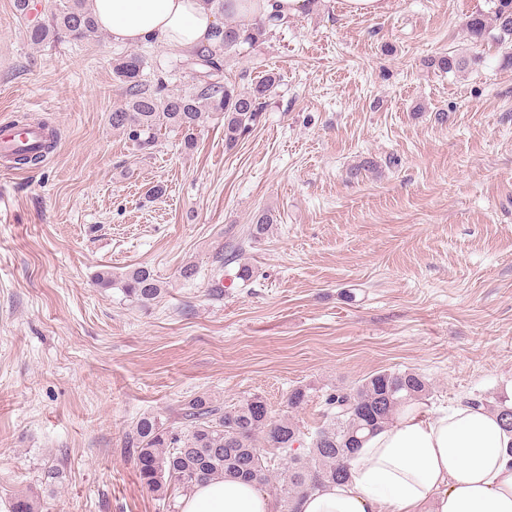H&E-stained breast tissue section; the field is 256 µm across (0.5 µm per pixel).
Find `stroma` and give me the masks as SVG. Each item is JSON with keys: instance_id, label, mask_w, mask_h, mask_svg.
<instances>
[{"instance_id": "stroma-1", "label": "stroma", "mask_w": 512, "mask_h": 512, "mask_svg": "<svg viewBox=\"0 0 512 512\" xmlns=\"http://www.w3.org/2000/svg\"><path fill=\"white\" fill-rule=\"evenodd\" d=\"M59 4L23 18L0 0V117L58 133L42 163L0 174V512L18 494L39 512H168L128 434L196 395L227 410L258 395L309 434L321 392L381 370L425 376L432 412L512 400V67L466 31L487 0H389L375 17L318 0L227 59L242 89L279 74L259 123L229 149L212 117L190 150L167 129L151 150L112 129L127 47L111 34L28 43V19ZM135 51L151 82L191 85L187 50ZM264 210L278 222L250 241ZM105 265L150 267L167 289L139 306L96 284ZM300 385L318 395L295 411Z\"/></svg>"}]
</instances>
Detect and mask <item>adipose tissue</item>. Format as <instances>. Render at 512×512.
<instances>
[{"label": "adipose tissue", "instance_id": "obj_1", "mask_svg": "<svg viewBox=\"0 0 512 512\" xmlns=\"http://www.w3.org/2000/svg\"><path fill=\"white\" fill-rule=\"evenodd\" d=\"M312 0H229L236 16L299 18ZM96 21L115 42L195 48L210 43L217 18L204 0H93ZM298 512H512V433L497 415L460 403L433 413L403 407L392 424L352 454L345 481L297 503ZM180 512H276L254 481L196 485Z\"/></svg>", "mask_w": 512, "mask_h": 512}]
</instances>
